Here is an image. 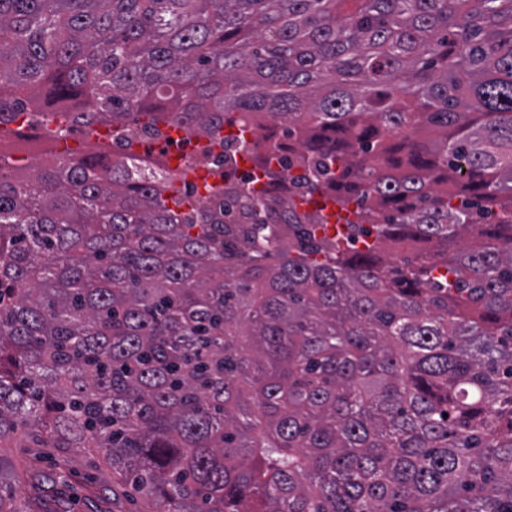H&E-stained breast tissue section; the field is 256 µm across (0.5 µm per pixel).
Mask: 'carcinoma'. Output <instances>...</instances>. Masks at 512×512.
I'll list each match as a JSON object with an SVG mask.
<instances>
[{"mask_svg": "<svg viewBox=\"0 0 512 512\" xmlns=\"http://www.w3.org/2000/svg\"><path fill=\"white\" fill-rule=\"evenodd\" d=\"M346 2L0 0V130L224 147L207 203L0 154V448L157 512H512V0ZM169 133L172 137H179L182 135L183 131L179 130V127H169ZM172 137H170L166 133H162L159 136L149 138L145 141L164 138L169 144L167 150L164 151L166 154H176L181 158H191L194 161H197L201 157L197 152V146L201 142L206 141V139L203 136L197 133H193L190 135L186 134L181 139H174Z\"/></svg>", "mask_w": 512, "mask_h": 512, "instance_id": "1", "label": "carcinoma"}]
</instances>
